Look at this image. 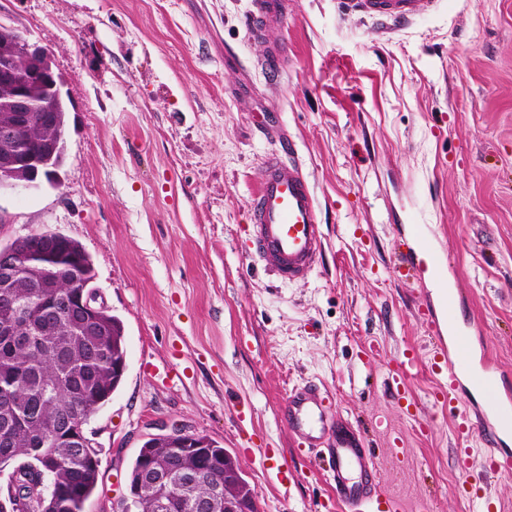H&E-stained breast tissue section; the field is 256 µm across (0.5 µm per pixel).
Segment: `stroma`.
I'll return each mask as SVG.
<instances>
[{
  "label": "stroma",
  "mask_w": 512,
  "mask_h": 512,
  "mask_svg": "<svg viewBox=\"0 0 512 512\" xmlns=\"http://www.w3.org/2000/svg\"><path fill=\"white\" fill-rule=\"evenodd\" d=\"M283 2L256 39L251 0H0V24L50 52L68 107L57 183L0 190V245L77 240L124 325V377L87 424L101 467L86 512H117L162 424L236 457L259 512H337L322 449L297 453L283 419L307 381L363 436L396 512H477L418 310L457 289L512 393V0H429L397 26L343 0ZM274 44L277 74L260 65ZM288 139L325 252L281 282L247 255L248 203ZM417 224L444 272L396 278ZM411 350L409 414L392 375Z\"/></svg>",
  "instance_id": "stroma-1"
}]
</instances>
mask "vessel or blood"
Returning <instances> with one entry per match:
<instances>
[{"label":"vessel or blood","mask_w":512,"mask_h":512,"mask_svg":"<svg viewBox=\"0 0 512 512\" xmlns=\"http://www.w3.org/2000/svg\"><path fill=\"white\" fill-rule=\"evenodd\" d=\"M421 0H348L354 11L403 22L414 16ZM280 0H254L248 27L257 31L281 21ZM414 246L403 253L397 266L399 275L424 266L439 269L444 258L432 238L415 232ZM250 242L254 256L279 280L293 282L307 278L324 251L318 224L315 195L301 168L279 154H271L250 202ZM457 301L454 294L443 297L439 314L430 330L435 337L431 368L444 376L435 400L457 418V435L462 440L485 437L489 443L481 471L469 470V448L458 451L464 466L462 488L480 494V512H498L494 500L482 495V486L499 474L512 472V448L504 444L512 435V408L495 394L494 370L484 355L461 356L467 347L465 335L456 334ZM484 395L481 405L465 408L464 392ZM285 419L298 446L327 451L328 470L335 482L336 497L344 506L368 502L375 490L376 474L371 454L359 435L343 421L333 419L321 388L313 382L293 387L288 393Z\"/></svg>","instance_id":"b4317fda"}]
</instances>
